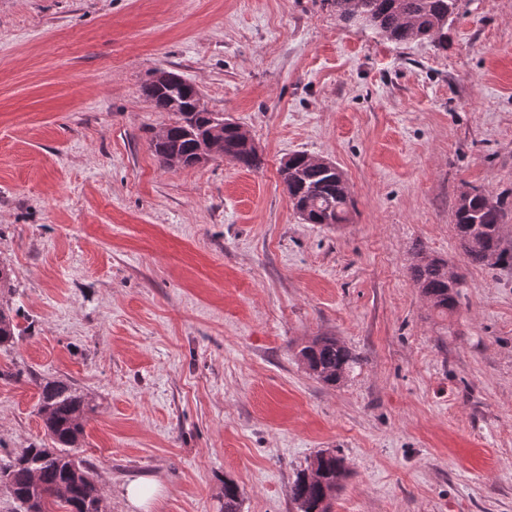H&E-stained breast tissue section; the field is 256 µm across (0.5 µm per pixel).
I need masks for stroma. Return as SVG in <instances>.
Instances as JSON below:
<instances>
[{"label":"stroma","instance_id":"obj_1","mask_svg":"<svg viewBox=\"0 0 512 512\" xmlns=\"http://www.w3.org/2000/svg\"><path fill=\"white\" fill-rule=\"evenodd\" d=\"M447 49L321 0H0V262L22 334L0 349V465L46 442L38 380L96 406L79 455L104 512H297L323 450L333 512H512V270L469 264L461 192L512 190V0H462ZM158 70L263 152L164 168ZM336 164L349 223L307 224L280 176ZM462 276L434 311L415 251ZM359 358L332 387L297 357ZM154 494H125L135 480ZM298 356L317 380L330 386L343 382L359 363L358 357L333 336L315 337ZM346 477L344 460L321 452L311 462L308 472L297 475L290 488L292 500L299 512H331Z\"/></svg>","mask_w":512,"mask_h":512}]
</instances>
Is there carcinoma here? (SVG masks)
I'll return each instance as SVG.
<instances>
[{
  "instance_id": "carcinoma-1",
  "label": "carcinoma",
  "mask_w": 512,
  "mask_h": 512,
  "mask_svg": "<svg viewBox=\"0 0 512 512\" xmlns=\"http://www.w3.org/2000/svg\"><path fill=\"white\" fill-rule=\"evenodd\" d=\"M356 2L365 26L395 43L416 38L429 39L437 47H448V27L459 15L461 0H322L349 22L350 2ZM144 93L155 110L172 112L161 141L152 140L154 153L166 168L178 159L184 166L198 157L211 138L224 142V150L240 166L258 171L264 166L259 148L238 131V125L215 114L209 118L193 111L195 86L188 83L172 89L148 83ZM288 186V198L299 218L307 224H346L354 208L346 179L340 169H330L307 159L304 152L288 156L280 169ZM512 211L509 194L493 195L473 187L459 196L454 209V229L467 259L472 264L512 269V247L500 244ZM497 256L492 264L488 256ZM410 277L431 307L453 314L459 306L463 278L448 271L441 258L424 259L415 253ZM22 331L14 322V309L0 303V347L15 344ZM305 368L320 382L336 386L358 364V357L334 336H317L298 353ZM38 412L43 417L51 443L23 448L0 467V483L14 503L16 512H51L49 505L60 501L67 512H103L102 494L94 480L92 465L76 456L84 433L86 415L93 411L91 400L63 380L39 383ZM347 477L344 460L332 453L316 455L308 471L299 473L290 488L299 512H332L333 501ZM240 490L224 483V512H239Z\"/></svg>"
}]
</instances>
